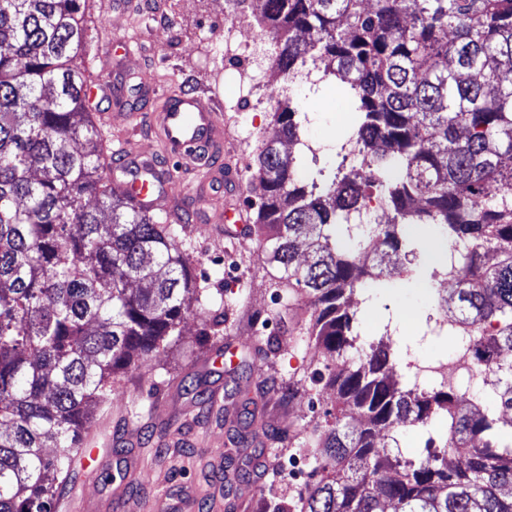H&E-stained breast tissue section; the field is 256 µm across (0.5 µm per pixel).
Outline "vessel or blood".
Returning a JSON list of instances; mask_svg holds the SVG:
<instances>
[{"mask_svg": "<svg viewBox=\"0 0 512 512\" xmlns=\"http://www.w3.org/2000/svg\"><path fill=\"white\" fill-rule=\"evenodd\" d=\"M87 104L108 102L114 110L127 103L124 88L96 79L85 84ZM146 120L157 132L169 155L182 166L195 168L206 162L207 169L194 188V197L206 204L221 189L224 173L210 163L224 151V126L213 101L196 94L167 97L157 110L146 113ZM114 188L134 194L139 206L148 212L173 213L176 205L170 192L172 172L156 157L141 151H123L119 164L109 172Z\"/></svg>", "mask_w": 512, "mask_h": 512, "instance_id": "1", "label": "vessel or blood"}]
</instances>
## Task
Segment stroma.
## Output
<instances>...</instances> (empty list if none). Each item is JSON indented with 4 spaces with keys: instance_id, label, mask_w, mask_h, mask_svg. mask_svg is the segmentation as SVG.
I'll use <instances>...</instances> for the list:
<instances>
[{
    "instance_id": "35a3bbf8",
    "label": "stroma",
    "mask_w": 512,
    "mask_h": 512,
    "mask_svg": "<svg viewBox=\"0 0 512 512\" xmlns=\"http://www.w3.org/2000/svg\"><path fill=\"white\" fill-rule=\"evenodd\" d=\"M255 10L237 0H92L79 61L96 78L113 67L131 86L144 72L160 94L192 92L218 100L224 115V171L236 189L220 192L216 203L238 205L251 218L260 194L252 174L263 142L274 133L276 102L263 96L250 111L240 109L235 75L225 69V29L241 31L257 47V83L287 91L298 111L308 114L304 133L319 151V167L333 169L330 147L351 121L336 84H325L313 95L274 73L276 41L256 25ZM104 134L116 149L163 152L158 136L137 114ZM196 179L178 171L172 186L178 212L190 223L180 241L194 260L203 314L181 324L177 342L149 368L127 372L115 382L111 396L94 411L95 418L111 419L98 450L97 477L89 479L87 464L78 460L68 483L85 489L101 512H156L161 498L174 500L187 492L210 504L221 502L222 512H296L314 459L309 449L277 446L271 438L290 428L327 426L336 410L333 389L311 384L298 394L292 388L324 359L322 349L301 340L300 329L312 310L287 290L271 286L253 231L234 239L199 222L192 202L184 198L186 186ZM371 294L361 328L376 338L383 324L395 326L397 369H404L407 353L445 357L453 350L454 337L426 332L424 318L435 307L436 286L391 273ZM219 312L223 325L203 322V315ZM229 346L236 353L228 364L223 352ZM292 454L302 460L296 474L284 465Z\"/></svg>"
}]
</instances>
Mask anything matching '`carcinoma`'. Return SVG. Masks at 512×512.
<instances>
[{
  "label": "carcinoma",
  "mask_w": 512,
  "mask_h": 512,
  "mask_svg": "<svg viewBox=\"0 0 512 512\" xmlns=\"http://www.w3.org/2000/svg\"><path fill=\"white\" fill-rule=\"evenodd\" d=\"M88 0H0V512H53L80 435L115 377L166 350L197 314L176 225L112 187L107 139L73 65ZM277 73L346 88L351 126L330 178L297 170L307 115L277 95L257 156L259 236L272 285L305 295L336 392L299 512H512V363L491 401L397 378L362 342L352 296L394 270L444 278L440 305L474 327V361L512 352V0H263ZM376 194L391 212L358 223ZM110 212L104 221V212ZM429 434L417 457L398 427Z\"/></svg>",
  "instance_id": "1"
}]
</instances>
